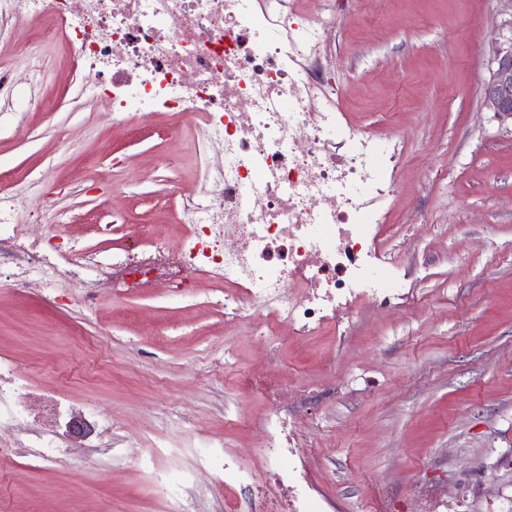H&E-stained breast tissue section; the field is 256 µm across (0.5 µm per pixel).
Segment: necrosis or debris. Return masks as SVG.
<instances>
[{
	"label": "necrosis or debris",
	"instance_id": "4bbe7bcc",
	"mask_svg": "<svg viewBox=\"0 0 512 512\" xmlns=\"http://www.w3.org/2000/svg\"><path fill=\"white\" fill-rule=\"evenodd\" d=\"M19 20L37 41L69 44L73 68L91 75L82 94L111 97L116 112L162 108L194 124L201 189L182 202L174 250L146 236L100 247L57 233L31 240L14 222L20 193L0 192V276L9 288L66 279L92 308L103 273L131 292L205 279L223 287L225 319L250 320L259 336L271 333L263 313L312 336L388 289L375 270L391 261L378 236L398 158L392 135L343 121L325 64L330 18L296 0H0V49L20 51L11 36ZM32 394L0 359V428L17 431L14 447L65 456L61 399L43 395L35 413ZM260 426L264 481L234 461L225 485L247 487L262 512H325L288 446L287 414L267 413Z\"/></svg>",
	"mask_w": 512,
	"mask_h": 512
}]
</instances>
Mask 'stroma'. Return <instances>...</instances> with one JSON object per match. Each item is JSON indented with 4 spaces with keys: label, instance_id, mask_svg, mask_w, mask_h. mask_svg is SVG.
Returning a JSON list of instances; mask_svg holds the SVG:
<instances>
[{
    "label": "stroma",
    "instance_id": "obj_1",
    "mask_svg": "<svg viewBox=\"0 0 512 512\" xmlns=\"http://www.w3.org/2000/svg\"><path fill=\"white\" fill-rule=\"evenodd\" d=\"M504 20L498 0H336L345 117L391 131L400 153L380 236L398 290L339 328L254 335L205 280L178 294L108 285L92 309L70 283L0 285V357L120 434L59 460L21 450L0 465V512H168L159 471L188 483L187 512H226L244 491L200 443L260 466L257 419L276 409L336 512H512V124L481 94ZM37 57L41 107L0 127V191L25 187V234L42 236L32 214L59 184L68 237L99 244L110 221L131 241L154 224L177 247L182 197L200 186L195 126L173 112L118 126L81 94L65 42ZM247 372L283 383L280 400L241 388Z\"/></svg>",
    "mask_w": 512,
    "mask_h": 512
}]
</instances>
